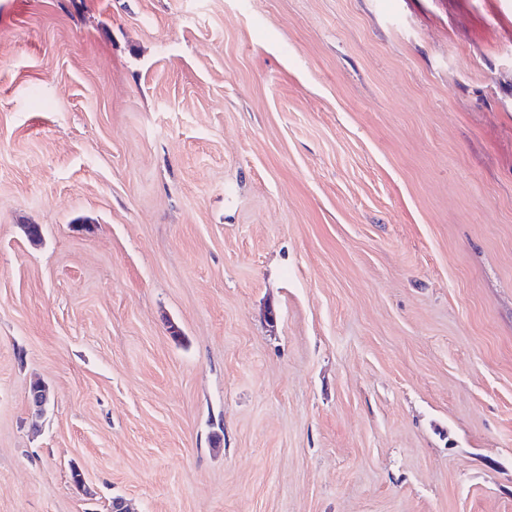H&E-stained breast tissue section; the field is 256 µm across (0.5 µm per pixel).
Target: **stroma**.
<instances>
[{
  "label": "stroma",
  "mask_w": 512,
  "mask_h": 512,
  "mask_svg": "<svg viewBox=\"0 0 512 512\" xmlns=\"http://www.w3.org/2000/svg\"><path fill=\"white\" fill-rule=\"evenodd\" d=\"M116 497L512 512V0H0V512Z\"/></svg>",
  "instance_id": "1"
}]
</instances>
